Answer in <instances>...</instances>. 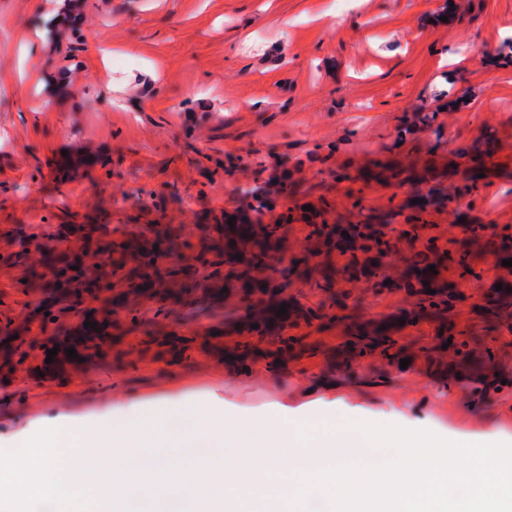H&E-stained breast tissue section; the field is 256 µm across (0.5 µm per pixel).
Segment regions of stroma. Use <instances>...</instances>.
Instances as JSON below:
<instances>
[{
    "mask_svg": "<svg viewBox=\"0 0 512 512\" xmlns=\"http://www.w3.org/2000/svg\"><path fill=\"white\" fill-rule=\"evenodd\" d=\"M47 47L21 60L33 0H0V252L30 225L214 222L234 189L279 161L294 174L288 203L328 220L404 224L410 195H451L472 145L493 141V167L473 196L429 207L385 273L435 239L466 254L480 279L455 280L452 308L426 315L399 288L337 280L345 256L317 252L308 275L272 276L288 303L284 329L248 331L245 310L216 324L204 289L186 300L143 295L119 312L104 357L46 368L0 357V448L55 422L92 429L132 405L146 425L191 408L252 416L273 405L319 422L325 410L408 422L439 434L512 438V304L486 315L499 278L461 223L512 226V0H64ZM460 65L440 67L446 52ZM40 85L14 80L18 64ZM109 66L112 79L100 78ZM432 113L434 121L420 118ZM232 173H225V165ZM391 166L418 182L365 181ZM287 203V204H288ZM0 267V353L7 330L45 339V296ZM314 309L317 319L303 318ZM408 367H401V359Z\"/></svg>",
    "mask_w": 512,
    "mask_h": 512,
    "instance_id": "obj_1",
    "label": "stroma"
}]
</instances>
